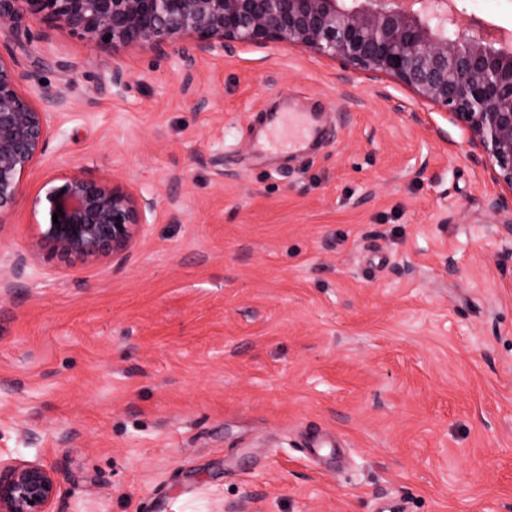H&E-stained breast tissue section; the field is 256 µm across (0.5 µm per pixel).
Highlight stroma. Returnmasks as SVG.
Masks as SVG:
<instances>
[{"label":"stroma","instance_id":"1","mask_svg":"<svg viewBox=\"0 0 512 512\" xmlns=\"http://www.w3.org/2000/svg\"><path fill=\"white\" fill-rule=\"evenodd\" d=\"M456 6L512 32V0ZM0 44L63 95L0 254L69 168L155 201L123 262L42 258L0 301V458L55 471L54 512H512V223L461 127L277 44L188 70L51 23ZM274 111L324 140L263 150Z\"/></svg>","mask_w":512,"mask_h":512}]
</instances>
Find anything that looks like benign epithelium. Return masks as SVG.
Instances as JSON below:
<instances>
[{
  "instance_id": "benign-epithelium-1",
  "label": "benign epithelium",
  "mask_w": 512,
  "mask_h": 512,
  "mask_svg": "<svg viewBox=\"0 0 512 512\" xmlns=\"http://www.w3.org/2000/svg\"><path fill=\"white\" fill-rule=\"evenodd\" d=\"M26 16L52 20L95 43L177 56L188 68L198 55L237 44L298 47L371 76L398 82L440 107L469 134L501 194L492 210L512 218V50L496 48L484 24H458L454 0H0V27ZM26 76L0 52V224L42 162L51 113L22 91ZM46 221L28 244L32 257L121 261L145 226L153 202L104 176L73 167L43 186ZM58 223H53L57 210ZM0 295L22 287L28 260L0 257ZM58 479L31 462L0 460V512H53Z\"/></svg>"
}]
</instances>
